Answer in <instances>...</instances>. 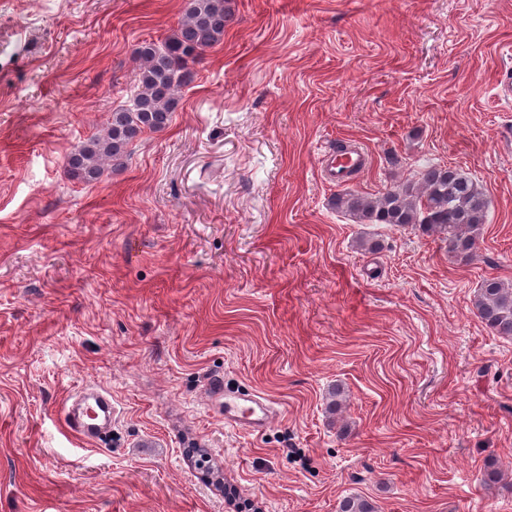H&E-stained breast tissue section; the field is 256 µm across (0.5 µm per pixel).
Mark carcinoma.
<instances>
[{
  "label": "carcinoma",
  "mask_w": 512,
  "mask_h": 512,
  "mask_svg": "<svg viewBox=\"0 0 512 512\" xmlns=\"http://www.w3.org/2000/svg\"><path fill=\"white\" fill-rule=\"evenodd\" d=\"M231 20L228 0H187L178 26L162 44L147 40L138 43L133 58L139 81L132 106L113 111L103 129L70 152L66 160L70 177L85 184L100 181L106 172L125 165L129 146L143 133L166 128L176 109L179 90L195 80L194 65L223 39ZM335 205L359 224L418 227L444 242L448 256L457 261L492 264L491 258L479 253V238L487 217L485 193L460 169L428 167L419 172L417 181L391 188L377 198L352 191L339 193ZM473 306L495 333L512 337V285L495 277L482 280ZM485 482L512 487L493 462L487 465ZM338 512H375V506L362 496L351 495L340 500Z\"/></svg>",
  "instance_id": "1"
}]
</instances>
